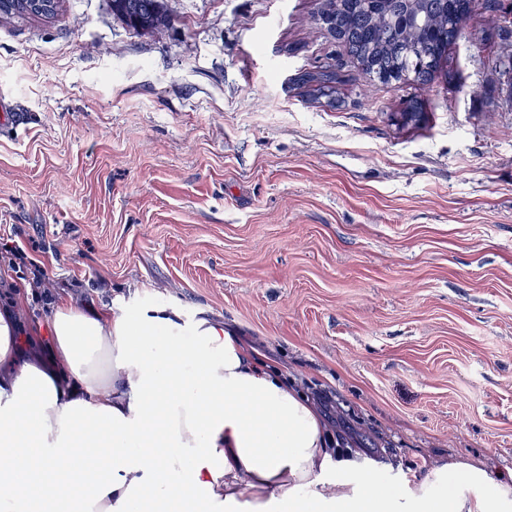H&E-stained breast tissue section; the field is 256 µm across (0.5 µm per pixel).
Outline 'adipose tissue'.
<instances>
[{
    "mask_svg": "<svg viewBox=\"0 0 512 512\" xmlns=\"http://www.w3.org/2000/svg\"><path fill=\"white\" fill-rule=\"evenodd\" d=\"M20 325L0 309V512H512L480 468L411 485L344 453L221 322L62 303L29 351Z\"/></svg>",
    "mask_w": 512,
    "mask_h": 512,
    "instance_id": "obj_1",
    "label": "adipose tissue"
}]
</instances>
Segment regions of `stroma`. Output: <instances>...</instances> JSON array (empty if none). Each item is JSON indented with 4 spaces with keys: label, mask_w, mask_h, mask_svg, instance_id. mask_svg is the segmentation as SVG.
<instances>
[{
    "label": "stroma",
    "mask_w": 512,
    "mask_h": 512,
    "mask_svg": "<svg viewBox=\"0 0 512 512\" xmlns=\"http://www.w3.org/2000/svg\"><path fill=\"white\" fill-rule=\"evenodd\" d=\"M319 0H171L163 38L108 0L0 23V307L170 302L253 345L362 456L461 462L512 498V8H476L425 88L366 84ZM334 65L340 108L293 80ZM419 97L421 125L391 122ZM0 262L7 261L8 266L18 274L19 279L28 282L32 288H39L45 279V269L28 257V254L11 246H4L0 252Z\"/></svg>",
    "instance_id": "35a3bbf8"
}]
</instances>
